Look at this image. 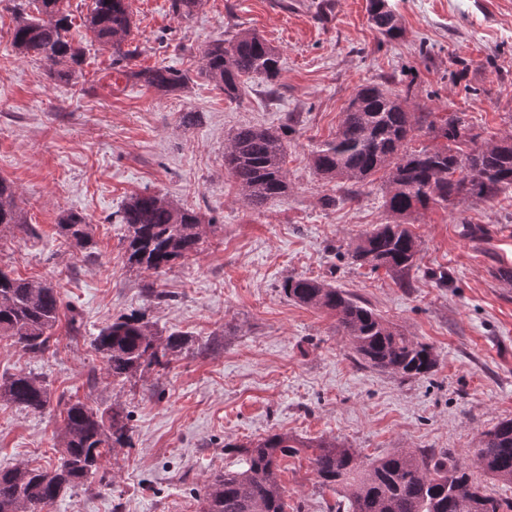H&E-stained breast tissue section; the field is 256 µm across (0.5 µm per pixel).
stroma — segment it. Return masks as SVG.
Returning <instances> with one entry per match:
<instances>
[{"mask_svg":"<svg viewBox=\"0 0 512 512\" xmlns=\"http://www.w3.org/2000/svg\"><path fill=\"white\" fill-rule=\"evenodd\" d=\"M402 38L381 41L367 0H201L183 18L169 0H130L136 66L187 73L164 95L119 75L112 51L91 42L92 0H64L85 61L70 80L13 52V0H0V176L13 182L35 231L0 238V268L53 281L60 322L41 355L0 340V380L24 370L53 401L26 413L0 401V468L57 465L59 400L119 404L131 443L112 450L84 487L45 512H200L204 487L236 468L237 446L270 433L322 438L363 458L398 448L450 450L469 462L484 432L512 419V286L489 280L512 259V189L491 202L419 211L417 265L400 278L352 263L361 235L391 222L382 176L351 186L310 164L360 85L413 82L410 106L460 112L482 139L512 132V0H392ZM249 30L281 55L276 86L248 80L227 99L198 77L210 41ZM200 120L183 125L182 113ZM244 126L287 129L286 195L254 209L224 165ZM137 193L160 194L202 218L199 254L155 275L129 268L117 213ZM335 205H325V197ZM87 217L85 252L59 233L64 212ZM447 273L437 281L436 273ZM307 277L342 288L384 322L432 347L433 373L404 378L361 361L326 312L286 299L281 283ZM167 294L157 302L146 285ZM142 312L168 334L192 336L169 370L120 383L91 346L121 314ZM288 512H336L307 454L282 461Z\"/></svg>","mask_w":512,"mask_h":512,"instance_id":"stroma-1","label":"stroma"}]
</instances>
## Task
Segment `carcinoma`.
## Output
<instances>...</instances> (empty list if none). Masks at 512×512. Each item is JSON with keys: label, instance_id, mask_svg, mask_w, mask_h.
<instances>
[{"label": "carcinoma", "instance_id": "1", "mask_svg": "<svg viewBox=\"0 0 512 512\" xmlns=\"http://www.w3.org/2000/svg\"><path fill=\"white\" fill-rule=\"evenodd\" d=\"M369 20L387 41L402 35L389 0H369ZM72 25L63 0H17L11 46L15 53L44 64L60 79H69L84 63V51L69 39ZM128 0H93L85 27L92 40L112 48V63L131 61L135 51L124 49L132 31ZM280 72V55L250 31L218 39L202 51L200 75L236 99L244 80L261 77L273 84ZM131 78L171 94L183 91L188 77L160 65L127 72ZM412 85L395 92L379 84L358 89L333 138L310 154L316 174L325 179L364 183L383 173V206L393 216L407 217L431 206L446 208L462 199L494 200L512 187V136L478 144L463 114L439 120L431 113L409 109ZM423 131L444 144L412 150L408 141ZM287 150L276 131L243 127L232 136L225 165L244 199L254 207L288 192ZM124 233L126 264L159 275L175 261L201 250L198 213L157 194L132 197L117 214ZM63 236L83 248L91 243L89 224L76 212L60 218ZM29 224L16 202L13 184L0 177V238ZM419 242L406 225L380 224L366 233L350 253L353 263L372 270L384 268L399 277L415 265ZM285 296L300 305L336 316V331L348 338L365 363L403 377L430 373L437 365L431 347L387 325L373 309L349 292L323 281L291 277ZM61 296L50 283H33L0 270V339L32 354L48 347L60 320ZM191 342L186 333L159 334L142 314H123L94 336L93 349L113 379H126L153 367L166 368L169 357ZM0 401L20 410L42 413L49 406L46 382L19 372L0 382ZM129 414L120 405L94 408L70 400L63 410L59 464L51 469L21 464L0 470V512H44L62 493L84 485L96 474L115 446L130 444ZM318 484L344 494L337 512H512V500L486 493L475 483L469 466L448 453L399 449L366 462L353 448L334 440L305 443L272 433L242 450L240 467L214 475L205 488L203 512H287L280 462L300 450ZM474 462L485 474L512 484V419L499 421L484 434Z\"/></svg>", "mask_w": 512, "mask_h": 512}]
</instances>
